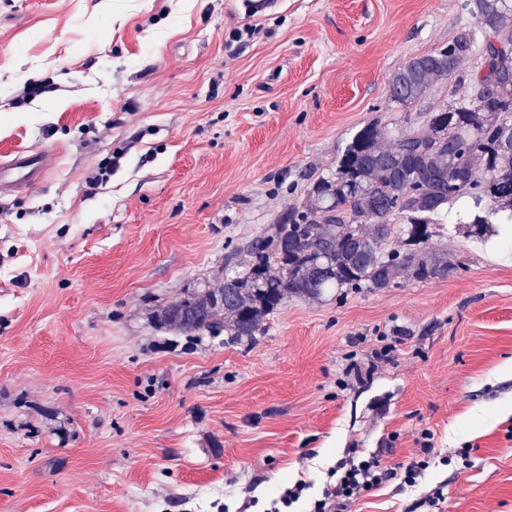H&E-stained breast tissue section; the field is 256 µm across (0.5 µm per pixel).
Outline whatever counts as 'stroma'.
<instances>
[{
	"mask_svg": "<svg viewBox=\"0 0 512 512\" xmlns=\"http://www.w3.org/2000/svg\"><path fill=\"white\" fill-rule=\"evenodd\" d=\"M476 27L464 0H0V160L60 152L0 196V512H269L299 480L309 512L349 449L395 467L426 429L417 486L351 512H512V237L457 206L450 275L288 300L251 342L150 320L246 266L361 127L447 106L476 58L407 106L390 79Z\"/></svg>",
	"mask_w": 512,
	"mask_h": 512,
	"instance_id": "35a3bbf8",
	"label": "stroma"
}]
</instances>
